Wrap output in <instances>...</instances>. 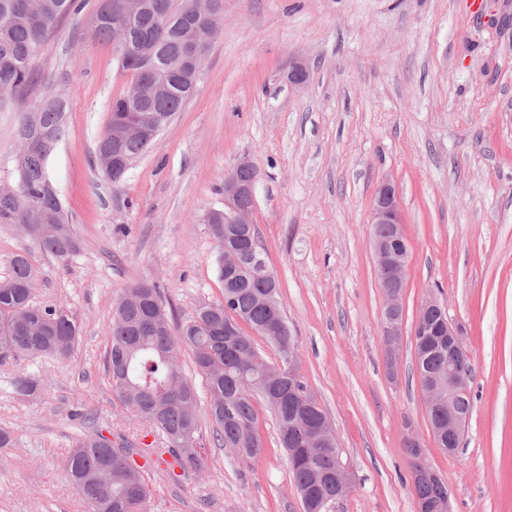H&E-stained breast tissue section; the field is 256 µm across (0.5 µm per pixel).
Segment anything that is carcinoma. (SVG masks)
<instances>
[{"label":"carcinoma","mask_w":512,"mask_h":512,"mask_svg":"<svg viewBox=\"0 0 512 512\" xmlns=\"http://www.w3.org/2000/svg\"><path fill=\"white\" fill-rule=\"evenodd\" d=\"M86 0H41L37 15L27 0H0V109L22 113L18 136L20 150L14 157L18 183L15 192L0 193L1 224H53L52 233L41 239L39 249L60 261L79 251L58 198L51 188L47 162L64 134L66 102L49 93L31 105L25 92L33 85L34 60L64 19L80 14ZM222 0H148L135 14H126L118 0H97L91 14L94 37L118 42V62L131 72L128 87L112 98L105 134L97 144V158L107 176L112 167L106 152L112 149V128L133 122L140 112L180 110L193 93L198 76L189 71L193 49L205 51L218 33ZM163 80L169 92L164 101H143L137 89L144 83ZM152 145L147 138H129L122 152L129 160L141 157ZM216 242L217 279L224 288L223 299L205 302L185 324L173 322L162 300L160 287L147 281L128 285L115 302L108 328L110 347L106 365L112 392L132 415L146 420L164 440L160 455L169 454L183 469H201L200 448L204 447L197 413L185 409V397L198 401L193 382L179 357L180 346L192 350L196 369L205 380L208 413L217 445L241 459L258 456L263 448L260 418L254 405L260 386L273 367L283 374L297 371L293 351L295 336L288 328L280 302V285L266 263L257 265L250 256L240 265H224V249L242 240L261 248L257 228L239 224H208ZM37 281L31 254L23 251L9 260L8 275L0 279V364H19L31 357L65 359L78 341L72 317L53 305L33 301ZM238 322L239 335L224 336V320ZM274 348L277 361L268 360L256 338ZM416 372L425 386L448 364V345L431 344L424 336L412 337ZM42 387L34 374L19 372L13 381L15 395L36 396ZM263 396V395H261ZM274 416L282 448H295L303 428L316 411L288 402L277 390L263 396ZM429 422L441 433L433 437L448 446V408L429 413ZM324 453L312 467L290 465L296 487H306L330 502L335 499L327 483L336 466V439L322 441ZM409 471L416 497L431 501L448 492V484L421 483L416 473L420 454L408 447ZM67 471L90 512H145L149 486L125 451L117 452L102 433H84L75 438L67 460Z\"/></svg>","instance_id":"cac0c4a2"}]
</instances>
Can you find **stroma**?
Segmentation results:
<instances>
[{
	"label": "stroma",
	"instance_id": "stroma-1",
	"mask_svg": "<svg viewBox=\"0 0 512 512\" xmlns=\"http://www.w3.org/2000/svg\"><path fill=\"white\" fill-rule=\"evenodd\" d=\"M224 0L194 93L120 183L94 164L113 96L128 76L111 44L92 40L88 13L63 21L34 67L35 103L67 101L48 173L80 250L35 252L37 303L73 315L65 359L26 361L43 383L17 399L16 367L0 366V512H88L66 459L77 435L119 444L151 490L147 512H301L300 495L263 401L262 454L215 447L204 379L200 470L149 461L161 438L114 397L105 367L112 304L156 282L176 323L221 299L216 244L205 223L224 206L241 160L260 172L252 219L296 340L297 367L336 431L355 485L327 512H415L407 427L428 438L409 338L429 296L465 325L473 413L452 455L429 446L453 512H512V0ZM304 58L309 78L283 79ZM19 115L0 111V186L16 182ZM397 186L411 245L398 379L387 375L385 302L370 245L383 178Z\"/></svg>",
	"mask_w": 512,
	"mask_h": 512
}]
</instances>
